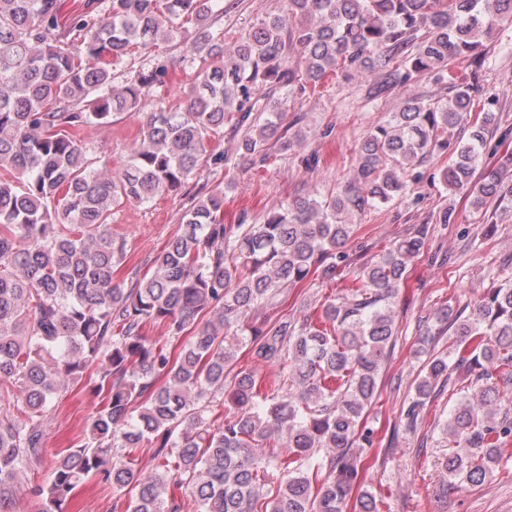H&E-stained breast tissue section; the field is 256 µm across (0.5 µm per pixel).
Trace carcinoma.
I'll use <instances>...</instances> for the list:
<instances>
[{"mask_svg":"<svg viewBox=\"0 0 512 512\" xmlns=\"http://www.w3.org/2000/svg\"><path fill=\"white\" fill-rule=\"evenodd\" d=\"M62 13V0H0V512H14L21 473L38 459L54 400L83 384L101 398L81 444L66 450L33 487L39 512H68L76 489L112 487L123 512H180L170 488L195 512H380L356 450L373 445L365 414L397 336L393 304L408 265L427 248L428 227L400 237L360 265L348 295L326 300L320 322L261 319L287 288L349 261L350 218L375 210L418 181L435 154L485 224L492 200L512 206L505 181L512 149L503 134L481 167L496 114L471 115V86L456 68L512 23V0H287L230 52L210 49L192 93L146 113L122 170L93 158L87 127L138 109L166 84L162 40L196 30L206 43L219 0H98ZM149 55L134 79L114 86L132 48ZM375 77L369 95L417 75L446 93L411 97L370 126L352 177L324 195L297 196L260 224L224 223V189L192 199L179 232L151 262L115 282L126 254L112 214L176 193L205 169L231 168L211 142L237 114L240 159L265 163L292 147L278 98L315 89L328 72ZM468 129L467 138L455 135ZM450 356L430 355L404 411L417 427L439 393L456 397L437 422L452 444L448 485H482L512 460V278L471 313L448 306ZM163 324L187 337L178 355L146 336ZM329 328H324V324ZM279 367L276 392L261 396L254 374L234 370L237 351ZM153 444L154 471L134 453Z\"/></svg>","mask_w":512,"mask_h":512,"instance_id":"carcinoma-1","label":"carcinoma"}]
</instances>
